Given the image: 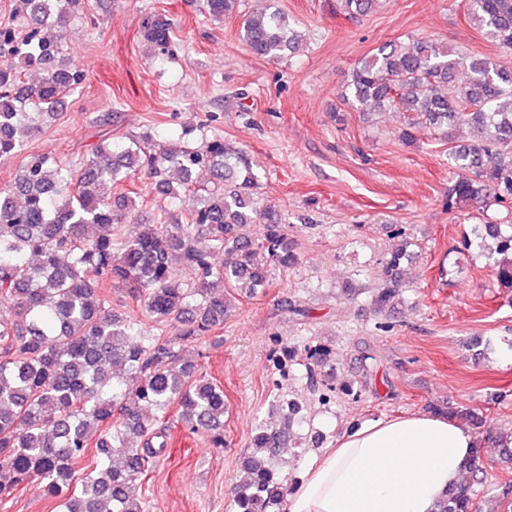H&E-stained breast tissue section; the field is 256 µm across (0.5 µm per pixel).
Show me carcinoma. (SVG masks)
<instances>
[{
  "label": "carcinoma",
  "mask_w": 512,
  "mask_h": 512,
  "mask_svg": "<svg viewBox=\"0 0 512 512\" xmlns=\"http://www.w3.org/2000/svg\"><path fill=\"white\" fill-rule=\"evenodd\" d=\"M239 0H205V13L221 20ZM242 21V39L260 57L281 58L300 48L295 23L275 0ZM84 0H14L22 30L0 27V162L17 157L39 131L38 118L55 114L60 100L79 89L85 74L67 61L69 24ZM378 0H341L348 16L371 12ZM467 16L512 53V0H466ZM143 36L154 54L173 58V23L144 18ZM362 112L389 109L407 116L398 135L419 146L426 128L453 140L471 130L472 141L448 148L450 165L472 176L448 183V209L512 204V68L434 40L389 41L366 57L340 94ZM164 145L152 135L126 141L103 134L75 165L46 155L28 156L14 182L0 187V303L13 317L0 321V503L36 487L54 512H150L130 488L164 460L165 418L224 447V389L199 372L183 343L202 340L224 324L234 288L253 295L268 285L272 266L297 260L282 219L260 206L253 157L224 137L201 134ZM152 179L169 205L185 214L166 224L126 230L129 199L107 190L139 172ZM206 171L212 186L194 175ZM180 180L171 184L170 173ZM259 224L251 237L246 227ZM386 279L374 294L382 313L402 289L393 272L411 242L390 227ZM465 246L487 253L491 271L512 287V224H470ZM186 271L172 279L170 261ZM122 286L145 316L171 329L147 336L142 322L112 312L99 295L103 284ZM310 372L332 351L304 349ZM302 406H281L277 426H261L240 456L247 480L234 492L236 512H283L288 462H276L285 438L300 426ZM437 414L482 424L464 405L433 406ZM501 469L512 472V429L498 433ZM483 449L464 465L436 512H512V484H487ZM91 467L78 477L86 458Z\"/></svg>",
  "instance_id": "cac0c4a2"
}]
</instances>
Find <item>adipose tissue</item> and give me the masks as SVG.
<instances>
[{
    "mask_svg": "<svg viewBox=\"0 0 512 512\" xmlns=\"http://www.w3.org/2000/svg\"><path fill=\"white\" fill-rule=\"evenodd\" d=\"M477 442L426 412L362 421L312 459L286 512H434Z\"/></svg>",
    "mask_w": 512,
    "mask_h": 512,
    "instance_id": "obj_1",
    "label": "adipose tissue"
}]
</instances>
